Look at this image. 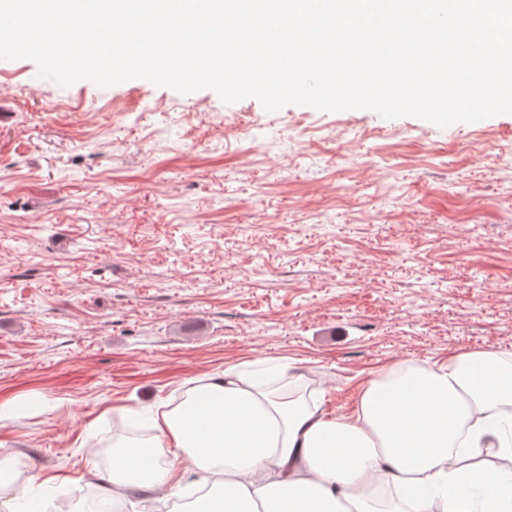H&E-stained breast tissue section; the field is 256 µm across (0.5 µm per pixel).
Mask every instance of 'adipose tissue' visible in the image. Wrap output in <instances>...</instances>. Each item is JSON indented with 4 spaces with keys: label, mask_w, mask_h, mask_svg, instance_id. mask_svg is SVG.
Masks as SVG:
<instances>
[{
    "label": "adipose tissue",
    "mask_w": 512,
    "mask_h": 512,
    "mask_svg": "<svg viewBox=\"0 0 512 512\" xmlns=\"http://www.w3.org/2000/svg\"><path fill=\"white\" fill-rule=\"evenodd\" d=\"M120 420L151 434L112 443L101 500L116 506L137 494L169 512H512V472L481 458L512 457V359L491 351L400 364L350 416L277 364L225 369Z\"/></svg>",
    "instance_id": "1"
}]
</instances>
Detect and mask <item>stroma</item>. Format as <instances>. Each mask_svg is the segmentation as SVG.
Returning <instances> with one entry per match:
<instances>
[{
    "label": "stroma",
    "mask_w": 512,
    "mask_h": 512,
    "mask_svg": "<svg viewBox=\"0 0 512 512\" xmlns=\"http://www.w3.org/2000/svg\"><path fill=\"white\" fill-rule=\"evenodd\" d=\"M512 355V115L442 128L0 60V470L107 487L112 414L280 361L351 414Z\"/></svg>",
    "instance_id": "obj_1"
}]
</instances>
